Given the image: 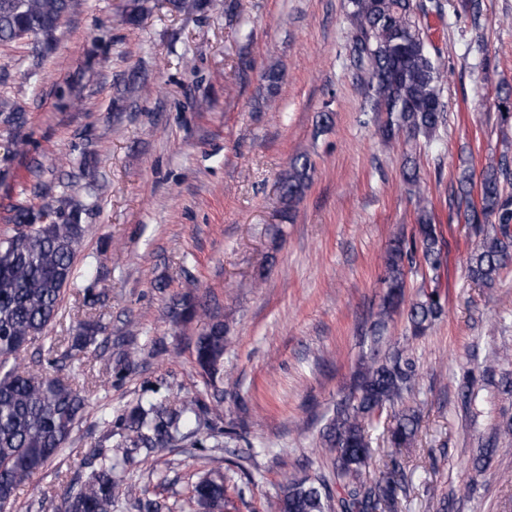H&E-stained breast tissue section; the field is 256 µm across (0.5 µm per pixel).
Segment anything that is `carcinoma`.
Wrapping results in <instances>:
<instances>
[{"label":"carcinoma","instance_id":"obj_1","mask_svg":"<svg viewBox=\"0 0 512 512\" xmlns=\"http://www.w3.org/2000/svg\"><path fill=\"white\" fill-rule=\"evenodd\" d=\"M77 0H0V43L28 38L50 41ZM427 5L419 0H346L350 27L349 56L359 72L364 111L372 113L386 142L405 136L432 140L445 124L442 98L444 71L430 39ZM314 163L305 152L294 155L279 178L280 218L292 219L312 182ZM404 181L416 199L417 224L410 239H395L385 258V305L372 327L373 344L385 339L391 313L404 301L408 272L422 266L438 275L445 262L430 201L421 191L419 167L406 158ZM512 164L499 162L475 174L462 166L456 179L455 217L479 238L468 260L472 281L491 285L512 265ZM14 222L24 231L0 238V512H14L17 492L64 450L83 417L86 399L57 374V350L49 346L43 364L33 369L19 356L44 337L57 316L65 288L74 278V258L84 233L79 211L60 213L53 224H35L30 208H16ZM188 301L176 312L186 321L202 323L195 339L196 363L210 390V413L223 414L224 320ZM438 289H421L409 307L411 338L425 335L444 313ZM101 326L81 325L72 347L96 342ZM419 369L408 346L394 343L382 358L360 368L351 396L336 406V415L322 434L323 447L334 453L331 479L293 476L267 500L268 512H396L399 495L409 488L403 463L390 457L370 471L373 448L368 428L383 411H394L389 442L410 448L418 432L417 410L404 405L416 392ZM197 415L195 404H138L124 417L125 447L153 448L172 440ZM112 456L98 455L97 465L80 490L64 500L60 512H112L118 484ZM231 477L223 460L210 457L192 489L196 512H227L233 507Z\"/></svg>","mask_w":512,"mask_h":512}]
</instances>
